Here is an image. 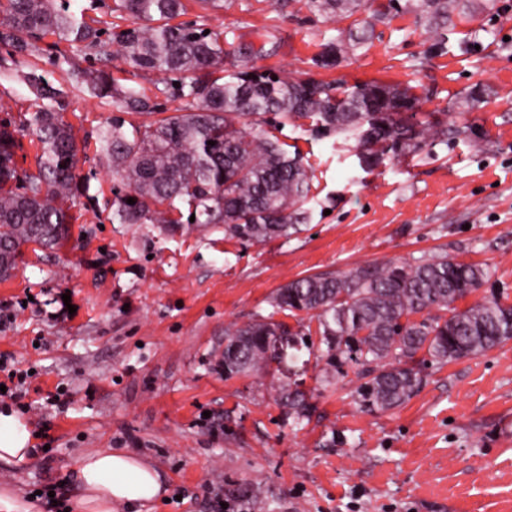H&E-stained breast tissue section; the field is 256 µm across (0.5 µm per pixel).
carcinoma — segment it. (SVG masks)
<instances>
[{"label": "carcinoma", "mask_w": 512, "mask_h": 512, "mask_svg": "<svg viewBox=\"0 0 512 512\" xmlns=\"http://www.w3.org/2000/svg\"><path fill=\"white\" fill-rule=\"evenodd\" d=\"M129 17L118 31L98 28L70 10L72 0H0V42L9 55H25L48 36L96 61L76 74L80 89L112 107L116 115L97 133L98 152L127 188L112 204L120 224H178L177 204L188 206L196 224H222L224 233L259 243L287 237L309 217V177L302 158L289 155L276 140L247 131L269 114L282 120L311 121L318 136L348 134L359 148L360 165L370 169L383 157L416 153L428 139L467 134L448 113V122L420 125L404 117L414 97L397 85L371 82L345 87L310 77H274L239 71L213 77L224 61V32L197 24L172 23L182 0H114ZM458 0H404L402 8L428 25L454 26ZM309 8L333 20L365 9L366 0H306ZM369 24L325 46L322 67L336 65V49L349 53L367 40ZM135 70L170 74L166 92L185 100L181 111L135 123L126 114L152 115L162 104L117 83L106 70L112 47ZM39 105L22 125L38 145L36 171L21 168L15 122L0 121V278L15 269L23 243L57 246L71 216L64 204L86 189L77 172L78 149L72 127L63 120L64 92L32 70L24 75ZM215 145H209V142ZM133 199L135 204L127 203ZM488 272L446 255L413 262H386L348 273L299 278L278 289L271 306L278 311L314 313L327 364L341 376L354 370L351 394L370 412L402 406L418 391L423 376L415 356L423 351L439 366L476 357L512 340V303L505 292L491 291L474 305L454 303L483 287ZM425 312L421 322L409 320ZM291 332L273 317H259L225 331L219 360L228 378L269 370L273 362H291L296 354L274 346ZM281 403L296 423L309 417L305 394L278 386Z\"/></svg>", "instance_id": "carcinoma-1"}]
</instances>
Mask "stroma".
Listing matches in <instances>:
<instances>
[{"instance_id": "obj_1", "label": "stroma", "mask_w": 512, "mask_h": 512, "mask_svg": "<svg viewBox=\"0 0 512 512\" xmlns=\"http://www.w3.org/2000/svg\"><path fill=\"white\" fill-rule=\"evenodd\" d=\"M479 4L478 17L456 20L435 51L424 22L374 0L385 21L339 66L323 68L324 46L354 20H328L305 0H224L217 9L184 0L181 21L223 31L225 73L398 85L416 99L415 121L457 112L470 128L468 138L431 139L365 169L354 140L265 124L308 167L311 213L289 237L261 243L220 224L114 223L108 204L121 185L90 139L111 107L82 93L50 55L12 59L0 45V119L35 110L22 73L41 68L68 93L64 118L89 184L60 246H22L0 278V353L28 374L32 432L48 429L55 440L24 471L0 467V486L29 492L65 478L83 453L120 448L164 479L153 512H211L213 486L225 512H512V341L425 363V382L403 407L370 412L329 369L317 320L270 305L298 278L435 254L485 268L481 295L512 296V0ZM108 69L168 110L181 107L164 95L161 74L133 71L121 53ZM478 85L481 103H468ZM65 294L75 311L55 317ZM269 314L304 334L298 361L275 375L225 378V328ZM283 383L305 393L308 421L295 423L280 402Z\"/></svg>"}]
</instances>
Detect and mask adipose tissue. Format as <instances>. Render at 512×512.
I'll list each match as a JSON object with an SVG mask.
<instances>
[{"mask_svg": "<svg viewBox=\"0 0 512 512\" xmlns=\"http://www.w3.org/2000/svg\"><path fill=\"white\" fill-rule=\"evenodd\" d=\"M29 425L17 412L0 408V464L27 468L37 452ZM74 472L82 487L76 512H147V505L165 493L159 472L140 457L117 449L79 456Z\"/></svg>", "mask_w": 512, "mask_h": 512, "instance_id": "obj_1", "label": "adipose tissue"}]
</instances>
